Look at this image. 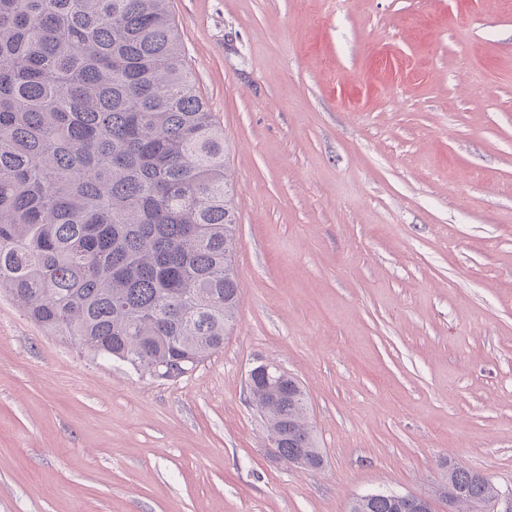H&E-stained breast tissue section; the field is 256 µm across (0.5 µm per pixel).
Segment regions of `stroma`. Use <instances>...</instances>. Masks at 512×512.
Listing matches in <instances>:
<instances>
[{
	"label": "stroma",
	"instance_id": "35a3bbf8",
	"mask_svg": "<svg viewBox=\"0 0 512 512\" xmlns=\"http://www.w3.org/2000/svg\"><path fill=\"white\" fill-rule=\"evenodd\" d=\"M224 128L241 285L159 381L0 292V512H349L512 491V0H171ZM302 384L323 464L268 447L248 372ZM438 489L449 486L458 500V512H484L495 505L494 482L486 476L446 463ZM437 489V490H438ZM350 512H400L397 510V504L392 497L383 494L372 498L367 502H351Z\"/></svg>",
	"mask_w": 512,
	"mask_h": 512
}]
</instances>
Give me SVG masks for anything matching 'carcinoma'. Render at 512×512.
Returning a JSON list of instances; mask_svg holds the SVG:
<instances>
[{
    "label": "carcinoma",
    "mask_w": 512,
    "mask_h": 512,
    "mask_svg": "<svg viewBox=\"0 0 512 512\" xmlns=\"http://www.w3.org/2000/svg\"><path fill=\"white\" fill-rule=\"evenodd\" d=\"M224 128L170 0H0V287L44 332L170 377L224 348L239 306ZM279 458L317 466L306 393L255 376ZM458 512L496 504L454 464ZM350 512H398L385 494Z\"/></svg>",
    "instance_id": "1"
}]
</instances>
